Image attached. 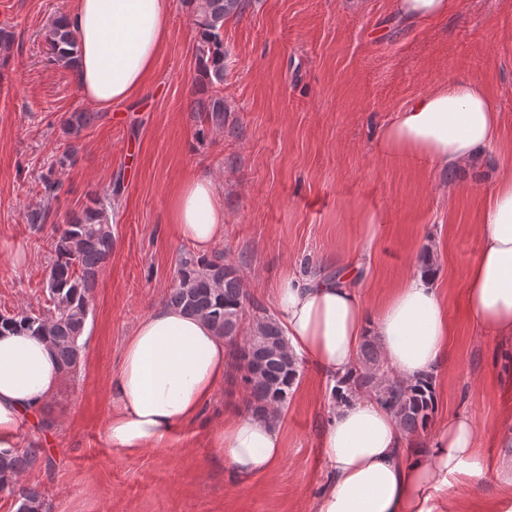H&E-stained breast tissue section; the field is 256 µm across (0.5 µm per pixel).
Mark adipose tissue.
Segmentation results:
<instances>
[{"mask_svg":"<svg viewBox=\"0 0 512 512\" xmlns=\"http://www.w3.org/2000/svg\"><path fill=\"white\" fill-rule=\"evenodd\" d=\"M172 0H74L66 22L77 35V83L99 108L125 102L143 87L168 33ZM374 148L390 158L420 157L442 170L474 163L485 151L498 169L481 214L482 241L463 282L467 307L490 337L512 340V144L503 143L500 112L476 79L439 83L387 121ZM180 240L207 254L224 240V200L208 176L184 179L169 202ZM371 279L349 266L334 277L274 290V316L291 354L317 365L326 391L357 360L365 337L381 340L385 365L411 384L443 359L451 326L434 278L413 270L368 311ZM223 336L202 317L161 305L141 318L123 344L121 364L107 384L105 433L128 451L169 443L195 420L223 384L228 363ZM66 373L40 336L0 334V450L20 447L22 427H36ZM473 416L462 413L437 431L429 448L406 455L395 416L375 398L330 404L320 446L329 465L311 512H458L440 508L437 493L450 476L478 475ZM215 448L235 472L271 474L283 456L278 418L235 417L213 433Z\"/></svg>","mask_w":512,"mask_h":512,"instance_id":"adipose-tissue-1","label":"adipose tissue"}]
</instances>
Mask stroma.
Instances as JSON below:
<instances>
[{
	"instance_id": "stroma-1",
	"label": "stroma",
	"mask_w": 512,
	"mask_h": 512,
	"mask_svg": "<svg viewBox=\"0 0 512 512\" xmlns=\"http://www.w3.org/2000/svg\"><path fill=\"white\" fill-rule=\"evenodd\" d=\"M72 0H0V28L14 37L0 69V313L46 310L43 284L54 224L124 180L112 226V258L90 298L82 355L44 407L25 444L43 451L26 472L53 512H308L327 480L319 446L328 402L323 376L305 361L284 412L283 458L269 475H238L211 441L224 420L245 413L233 377L167 447L125 452L107 441L106 384L134 325L166 302L185 244L167 218L169 195L189 172L224 188V241L251 297L271 307L288 277L336 276L363 260L369 277L398 284L413 259L431 251L453 329L435 371L433 424L471 414L480 476L449 478L441 497L463 512H492L512 499L496 476L512 430V341L484 335L468 312L462 283L481 240L478 225L494 175V154L452 173L373 148L380 124L450 79L480 80L512 143V0H451L446 16L405 22L391 0H251L224 22V125L196 135L197 31L190 6L172 0L168 37L140 93L70 140L65 117L86 110L76 77L55 60L46 34ZM76 146L59 197L45 202L37 180ZM50 206L36 227L31 210ZM382 216L368 257L364 217ZM28 255L15 265V249ZM52 446H44V437Z\"/></svg>"
}]
</instances>
